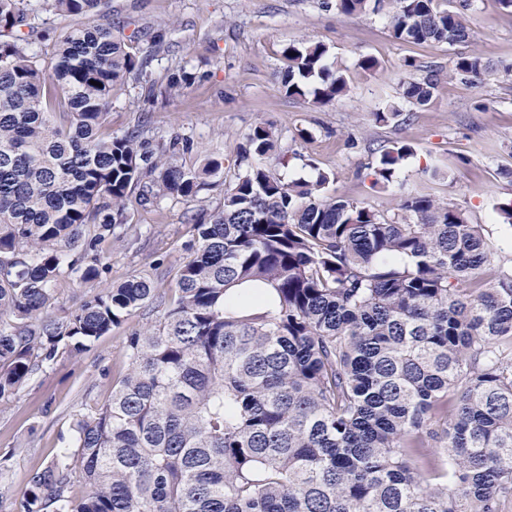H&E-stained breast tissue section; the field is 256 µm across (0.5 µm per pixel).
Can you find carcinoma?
Masks as SVG:
<instances>
[{"label": "carcinoma", "instance_id": "1", "mask_svg": "<svg viewBox=\"0 0 512 512\" xmlns=\"http://www.w3.org/2000/svg\"><path fill=\"white\" fill-rule=\"evenodd\" d=\"M101 0H0V399L64 345L88 349L156 301L128 336L112 397L88 406L70 447L32 472L24 512H503L512 498V266H493L481 224L418 190L398 212L289 180L264 163L260 124L224 178L211 157L177 164L174 136L102 131L126 75L155 85L124 28L81 23L44 60L29 50L38 13L89 17ZM346 16L382 12L411 43L472 38L469 0H323ZM283 54L281 90L324 107L349 91L323 43ZM479 53L448 77L482 84ZM181 68L165 91L194 82ZM98 85H93V82ZM437 74L402 98L429 106ZM413 156L381 151L373 185ZM223 201L195 219L171 298L145 276L96 290L53 318V284L96 289L106 238L131 227L130 197L188 201L207 180ZM77 483L89 486L82 497Z\"/></svg>", "mask_w": 512, "mask_h": 512}]
</instances>
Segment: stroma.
<instances>
[{"mask_svg": "<svg viewBox=\"0 0 512 512\" xmlns=\"http://www.w3.org/2000/svg\"><path fill=\"white\" fill-rule=\"evenodd\" d=\"M320 2L102 0V15L126 24L129 52L154 50L150 69L157 81L178 66L196 76L180 95L151 96L130 75L112 99L105 131L123 134L144 117V139L188 140L191 148L178 155L179 164L192 168L213 155L229 167L244 136L264 123L279 137L288 178L334 174L330 192L389 213L404 190H423L484 225L496 261H512V226L495 210L512 198V13L498 0H473L470 41L414 44L391 37L383 14L347 17ZM301 39L326 44L344 68L349 92L336 103L314 108L280 92L288 66L283 50ZM474 50L501 66V73L482 85L449 78L456 57ZM367 56L380 64L376 75L358 66ZM407 59L437 69L433 105L419 108L402 99ZM390 104L399 117L375 124L374 112ZM397 142L409 143L413 156L388 188L373 187L370 163L377 151ZM223 196V185L213 182L190 201L134 206L132 232L99 246L107 264L102 285L147 273L158 293H167L187 255L195 214L213 209ZM158 315L153 307L140 309L90 350L59 352L0 400V456L9 457L8 476L0 481V512H21L30 473L68 447L86 405L109 399L127 336Z\"/></svg>", "mask_w": 512, "mask_h": 512, "instance_id": "1", "label": "stroma"}]
</instances>
